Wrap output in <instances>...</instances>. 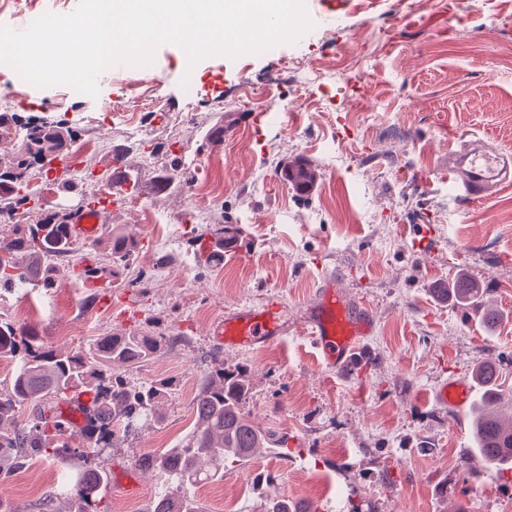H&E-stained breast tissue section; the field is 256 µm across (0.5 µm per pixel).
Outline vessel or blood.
Listing matches in <instances>:
<instances>
[{
  "mask_svg": "<svg viewBox=\"0 0 512 512\" xmlns=\"http://www.w3.org/2000/svg\"><path fill=\"white\" fill-rule=\"evenodd\" d=\"M448 179L473 201H482L497 194L512 183V158L487 149L480 144L450 152ZM74 241H89L104 230L99 202L90 201L68 213L64 218ZM321 358L329 365L347 367L372 328L370 315L348 305L347 299L334 282L321 285L318 298L303 323ZM288 326L276 304L240 308L217 322L211 334L227 345L251 347L286 335ZM467 380L443 384L437 400L460 410L469 399Z\"/></svg>",
  "mask_w": 512,
  "mask_h": 512,
  "instance_id": "b4317fda",
  "label": "vessel or blood"
}]
</instances>
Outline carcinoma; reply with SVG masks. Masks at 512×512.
Wrapping results in <instances>:
<instances>
[{
  "label": "carcinoma",
  "instance_id": "1",
  "mask_svg": "<svg viewBox=\"0 0 512 512\" xmlns=\"http://www.w3.org/2000/svg\"><path fill=\"white\" fill-rule=\"evenodd\" d=\"M12 125L26 129L28 149L12 165L0 166V215L22 218L13 225L10 236L0 237L2 292L15 291L33 277L52 286L55 260L78 252L67 225L56 221L57 213L24 193L33 171L43 172L42 164L62 152V122L42 118L24 123L14 112H1L0 129ZM34 206L43 210V217L29 224L25 216ZM135 249L133 239L111 235L112 274L130 263ZM445 293L457 301L477 303L483 289L462 275ZM167 341L146 324L103 336L84 348L61 350L46 345L33 328L0 318V356L17 361L10 389L0 392V454H12L17 467L33 455L72 463L60 489L49 491L39 501L38 512H58L55 500L60 490L70 497L65 512H104L99 491L106 471L97 463L99 454L125 440L141 422L161 420V406L173 392L168 380L133 385L114 368L147 361ZM87 391L93 395L87 414V445L74 447L70 444L74 425L59 404ZM249 393V380L240 368H226L221 363L202 375L192 401L196 421L186 439L174 448L138 459L139 467L154 469L165 478L148 512H199L193 488L223 477L226 461L247 463L260 449L287 456L284 437L264 431L248 419ZM32 402L37 404L33 414L26 423H17L19 408ZM479 408L482 416L472 432L476 452L490 463L512 465V450H501L496 441L504 431L512 435V405L501 404L498 393L487 392ZM277 483L278 475L270 471H260L252 478L255 488L266 491V512H298L277 493Z\"/></svg>",
  "mask_w": 512,
  "mask_h": 512
}]
</instances>
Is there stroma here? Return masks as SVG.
Returning a JSON list of instances; mask_svg holds the SVG:
<instances>
[{
  "instance_id": "obj_1",
  "label": "stroma",
  "mask_w": 512,
  "mask_h": 512,
  "mask_svg": "<svg viewBox=\"0 0 512 512\" xmlns=\"http://www.w3.org/2000/svg\"><path fill=\"white\" fill-rule=\"evenodd\" d=\"M79 0H8L0 24L21 31L25 14L73 12ZM311 31L276 52L189 66L178 46H161L153 69L102 73L97 97L18 87L35 116L65 120L63 150L87 139L103 147L85 159L99 175L122 152L143 208L124 204L104 215L139 249L110 289L82 281L69 259L57 262L54 287L36 288L27 304L0 296V316L35 327L59 349L152 322L171 341L148 362L124 369L127 380L174 383L163 418L107 449L110 478L135 480L136 492L105 490L108 512H146L163 485L138 456L168 448L193 425L200 376L225 364L243 368L251 386L246 411L255 426L288 436L284 458L261 455L229 463L224 476L195 492L202 512H265L252 473L279 476L280 495L305 512H512V471L483 465L472 449L471 409L436 402L447 382L473 378L493 361L512 393V186L471 202L449 184L448 152L480 139L512 154V0H305ZM316 72L305 84L297 71ZM189 86H182V79ZM279 128L252 124L259 111ZM135 112L150 142L130 141L105 112ZM162 158L148 164L144 149ZM343 157L330 167L329 155ZM179 164L187 179L200 167L197 224H150L146 211L183 210L181 188L164 183ZM316 179L299 190L289 170ZM217 224L239 235L215 265L192 241ZM484 287L501 321L485 331L480 311L441 290L457 274ZM151 287H141V280ZM338 281L350 303L366 308L373 329L358 361L327 366L295 332L324 280ZM278 304L292 325L265 346L218 344L210 326L243 306ZM67 469L30 457L20 468L0 460V498L14 512H36ZM483 475L482 489L472 484Z\"/></svg>"
}]
</instances>
